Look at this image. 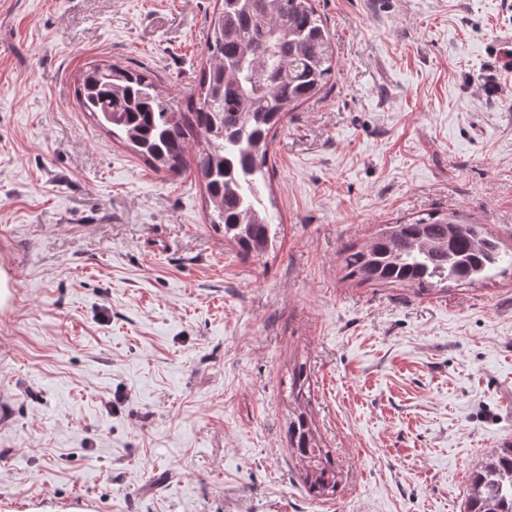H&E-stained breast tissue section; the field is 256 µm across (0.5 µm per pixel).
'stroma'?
I'll return each mask as SVG.
<instances>
[{
    "label": "stroma",
    "instance_id": "stroma-1",
    "mask_svg": "<svg viewBox=\"0 0 512 512\" xmlns=\"http://www.w3.org/2000/svg\"><path fill=\"white\" fill-rule=\"evenodd\" d=\"M220 0H0V512H464L512 442V278H344L381 225L454 210L512 247V0H315L336 78L289 113L243 258L193 171L84 112L89 63L190 95ZM301 361L342 471L311 499ZM309 393V372L306 363L302 362L292 368L288 380V398L295 404L293 417L288 422V450L301 463L306 492L320 498L333 494L338 481L336 465L329 452L323 450L311 417L302 406Z\"/></svg>",
    "mask_w": 512,
    "mask_h": 512
}]
</instances>
